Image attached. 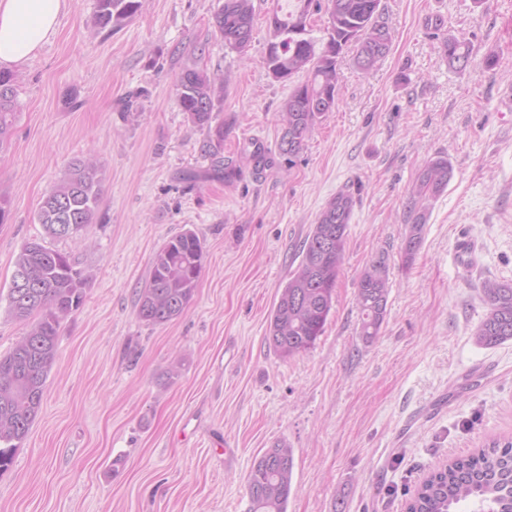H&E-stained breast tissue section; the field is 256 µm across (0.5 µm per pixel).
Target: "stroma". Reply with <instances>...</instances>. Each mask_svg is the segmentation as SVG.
<instances>
[{
    "label": "stroma",
    "mask_w": 512,
    "mask_h": 512,
    "mask_svg": "<svg viewBox=\"0 0 512 512\" xmlns=\"http://www.w3.org/2000/svg\"><path fill=\"white\" fill-rule=\"evenodd\" d=\"M217 4L144 0L100 32L96 0H72L16 71L18 119L0 152V355L26 331L7 295L17 253L43 234L41 197L91 153L102 199L82 237L53 243L90 283L61 325L42 408L0 472V512H247L251 466L281 439L294 450L288 512H406L434 468L512 437V341L473 337L482 281L512 280V0H381L390 53L367 73L344 55L336 109L290 159L277 144L292 85L262 64L266 0L244 56L214 34ZM451 35L473 47L466 71L442 56ZM188 69L228 79L218 117L231 179L183 178L211 165L207 130L177 101ZM258 145L260 172L244 161ZM438 153L453 176L408 265L407 190ZM341 191L356 205L325 331L280 359L265 342L269 312ZM187 229L205 247L195 295L176 320L146 324L136 302L153 256ZM383 251L392 288L366 344L356 284Z\"/></svg>",
    "instance_id": "35a3bbf8"
}]
</instances>
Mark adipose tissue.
Segmentation results:
<instances>
[{
    "mask_svg": "<svg viewBox=\"0 0 512 512\" xmlns=\"http://www.w3.org/2000/svg\"><path fill=\"white\" fill-rule=\"evenodd\" d=\"M68 0H0V68L33 60L55 36Z\"/></svg>",
    "mask_w": 512,
    "mask_h": 512,
    "instance_id": "adipose-tissue-1",
    "label": "adipose tissue"
}]
</instances>
